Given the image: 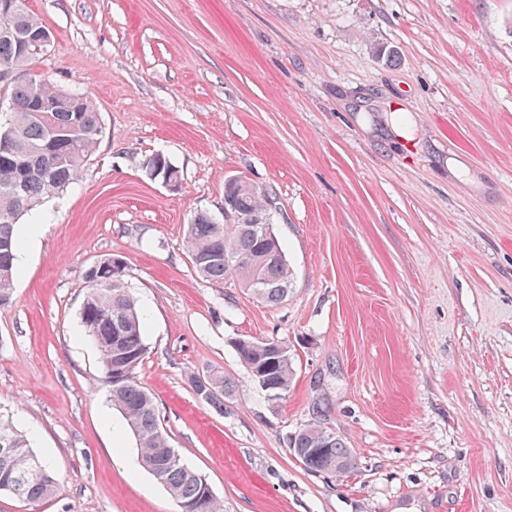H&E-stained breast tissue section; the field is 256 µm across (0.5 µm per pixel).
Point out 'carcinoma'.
Here are the masks:
<instances>
[{
	"instance_id": "cac0c4a2",
	"label": "carcinoma",
	"mask_w": 512,
	"mask_h": 512,
	"mask_svg": "<svg viewBox=\"0 0 512 512\" xmlns=\"http://www.w3.org/2000/svg\"><path fill=\"white\" fill-rule=\"evenodd\" d=\"M17 2L20 9L15 22L19 26L30 30L45 27L27 10L25 0ZM37 56L36 52L22 53L15 40L0 37V69L15 67L25 74L8 87L9 99L18 104L31 96L32 78L43 83L47 93L54 87L50 79L29 73ZM1 128L10 129L11 148L7 153L0 151V307L14 301L19 220L78 179L97 147L101 115L86 98L78 112H8L0 118ZM144 168L148 174L156 171L182 186L179 170L164 154L149 157ZM224 205L239 219L228 222L221 214L198 210L187 225L185 243L197 274L212 282L231 278L263 303H282L292 285L283 245L276 233H262L252 223L259 217L271 220L275 197L249 182L226 180ZM115 259V255H105L84 270L86 294L80 309L84 335L98 347L112 406L120 411L133 435L142 466L165 487L179 512H221V502L207 494L195 470L181 462L160 465V457L171 444L153 395L137 378L147 353L143 314L125 286L126 267L115 265ZM234 348L252 381L267 396L278 401L288 394L294 367L286 342L239 338ZM190 383L197 398L221 410L224 398L237 390L235 381L220 371L193 376ZM288 445L302 465L314 472L334 474L338 464L346 470L354 466L345 440L316 419L291 435ZM5 478L12 481L8 493L31 505L58 491L54 470L33 452L29 435L12 417L0 414V481Z\"/></svg>"
}]
</instances>
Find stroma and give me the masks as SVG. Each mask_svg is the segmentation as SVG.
<instances>
[{
	"mask_svg": "<svg viewBox=\"0 0 512 512\" xmlns=\"http://www.w3.org/2000/svg\"><path fill=\"white\" fill-rule=\"evenodd\" d=\"M31 73L85 93L95 153L19 225L0 307V405L59 490L0 512H178L142 466L82 331V273L123 256L139 381L222 512H512V0H26ZM394 50L375 57L374 45ZM164 153L182 188L149 179ZM272 190L293 274L269 306L185 246L224 182ZM288 342L268 402L236 338ZM221 370L216 411L191 375ZM355 458L305 468L314 418Z\"/></svg>",
	"mask_w": 512,
	"mask_h": 512,
	"instance_id": "stroma-1",
	"label": "stroma"
}]
</instances>
